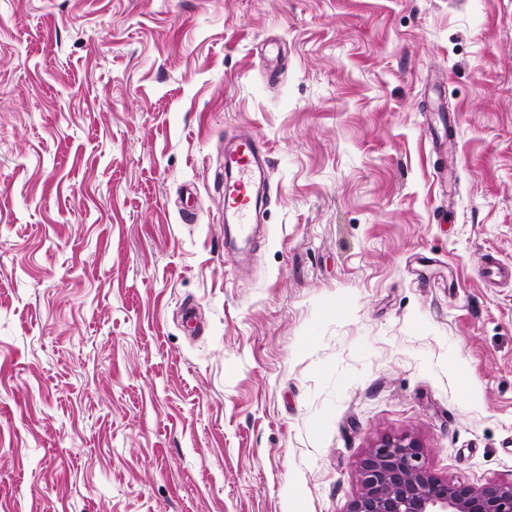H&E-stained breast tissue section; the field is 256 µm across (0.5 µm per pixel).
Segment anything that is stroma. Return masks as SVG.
Listing matches in <instances>:
<instances>
[{
    "label": "stroma",
    "mask_w": 512,
    "mask_h": 512,
    "mask_svg": "<svg viewBox=\"0 0 512 512\" xmlns=\"http://www.w3.org/2000/svg\"><path fill=\"white\" fill-rule=\"evenodd\" d=\"M404 435L512 480V0H0V512H347ZM233 164L226 182L224 212L226 218L233 224H239L242 235L248 236L251 224H254V214L261 209L262 197L255 195L254 199L248 194V187L252 185V178L256 172H261L265 158L250 135H240L234 146L226 152ZM236 177L232 181V172Z\"/></svg>",
    "instance_id": "obj_1"
}]
</instances>
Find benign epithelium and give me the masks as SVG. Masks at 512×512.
<instances>
[{"instance_id":"benign-epithelium-1","label":"benign epithelium","mask_w":512,"mask_h":512,"mask_svg":"<svg viewBox=\"0 0 512 512\" xmlns=\"http://www.w3.org/2000/svg\"><path fill=\"white\" fill-rule=\"evenodd\" d=\"M347 512H512V481L474 487L440 479L415 439L387 437L362 462Z\"/></svg>"}]
</instances>
